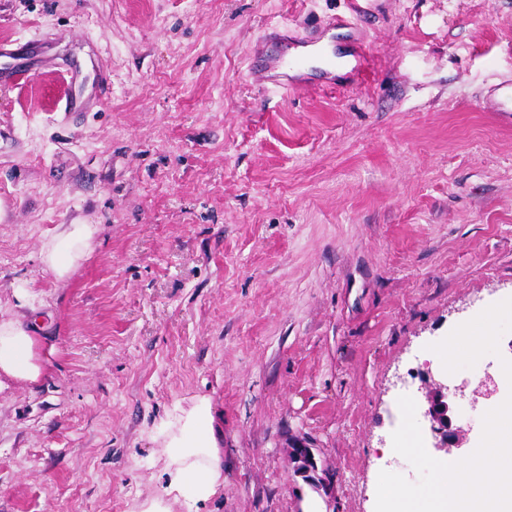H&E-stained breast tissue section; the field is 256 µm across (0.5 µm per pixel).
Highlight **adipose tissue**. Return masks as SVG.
Segmentation results:
<instances>
[{"label":"adipose tissue","instance_id":"adipose-tissue-1","mask_svg":"<svg viewBox=\"0 0 512 512\" xmlns=\"http://www.w3.org/2000/svg\"><path fill=\"white\" fill-rule=\"evenodd\" d=\"M97 231L93 224L64 225L42 252L45 270L59 280L69 277L91 251ZM38 345L33 326L0 320V390L11 381L35 383L44 376L49 361L37 355ZM162 433L166 483L160 494L137 504L135 512H172L176 503L187 512H199L223 483L224 455L217 445L209 400L197 399Z\"/></svg>","mask_w":512,"mask_h":512}]
</instances>
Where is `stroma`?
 Listing matches in <instances>:
<instances>
[{"instance_id":"1","label":"stroma","mask_w":512,"mask_h":512,"mask_svg":"<svg viewBox=\"0 0 512 512\" xmlns=\"http://www.w3.org/2000/svg\"><path fill=\"white\" fill-rule=\"evenodd\" d=\"M362 41L365 74L263 83L272 29ZM0 319L52 369L0 392V512H132L156 429L208 397L201 512H375L427 345L512 298V0H0ZM88 111L65 109L70 72ZM96 224L72 276L41 252Z\"/></svg>"}]
</instances>
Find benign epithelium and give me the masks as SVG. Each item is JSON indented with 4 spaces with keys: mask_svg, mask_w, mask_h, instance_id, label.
Instances as JSON below:
<instances>
[{
    "mask_svg": "<svg viewBox=\"0 0 512 512\" xmlns=\"http://www.w3.org/2000/svg\"><path fill=\"white\" fill-rule=\"evenodd\" d=\"M468 388L471 389V402L474 405L481 400L490 399L497 393V386L489 376L480 381L477 387L473 389L470 388V383L467 381L451 389L448 384L435 379L429 374L421 380L420 392L425 402L423 417L429 423L433 447L448 455L460 449L463 443L466 442V434L461 428L453 424L449 392L454 390L463 395Z\"/></svg>",
    "mask_w": 512,
    "mask_h": 512,
    "instance_id": "benign-epithelium-1",
    "label": "benign epithelium"
}]
</instances>
